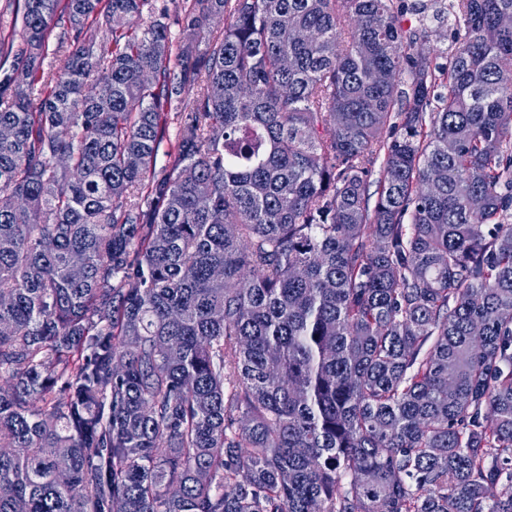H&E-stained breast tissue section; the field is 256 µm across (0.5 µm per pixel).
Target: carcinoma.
<instances>
[{"label": "carcinoma", "instance_id": "obj_1", "mask_svg": "<svg viewBox=\"0 0 512 512\" xmlns=\"http://www.w3.org/2000/svg\"><path fill=\"white\" fill-rule=\"evenodd\" d=\"M399 8L23 0L0 512H512V0ZM403 1L400 25L405 37L413 41V51L429 58L433 64H447L460 45L456 26L448 18V13L452 14V0H421L426 4L422 12L412 8L419 0Z\"/></svg>", "mask_w": 512, "mask_h": 512}]
</instances>
